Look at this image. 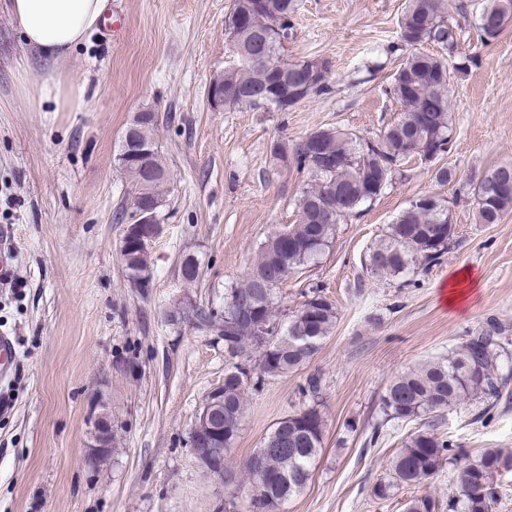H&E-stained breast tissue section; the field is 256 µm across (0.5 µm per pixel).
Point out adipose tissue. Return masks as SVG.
<instances>
[{"label":"adipose tissue","instance_id":"1","mask_svg":"<svg viewBox=\"0 0 512 512\" xmlns=\"http://www.w3.org/2000/svg\"><path fill=\"white\" fill-rule=\"evenodd\" d=\"M108 0H10L8 11L27 46L55 76L43 84H23V93L35 103L64 100L65 81L57 71L74 48L101 25Z\"/></svg>","mask_w":512,"mask_h":512}]
</instances>
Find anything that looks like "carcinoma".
<instances>
[{"instance_id":"obj_1","label":"carcinoma","mask_w":512,"mask_h":512,"mask_svg":"<svg viewBox=\"0 0 512 512\" xmlns=\"http://www.w3.org/2000/svg\"><path fill=\"white\" fill-rule=\"evenodd\" d=\"M296 0H232L225 30L233 60L224 69V108L286 112L310 95L329 90L330 64L317 58L288 59L285 47L295 36ZM512 22V0H490L478 17L482 43L499 38ZM400 41L411 52L392 75L390 93L400 107L399 117L377 139L357 146V140L338 130H318L293 147L276 143L271 157L304 173L310 182L295 200L297 220L287 225L288 237L273 234L259 249L258 260L242 284L227 290L220 311L183 307L175 318L199 329L218 328L224 336V408L217 427L223 440L219 459L232 448L246 412V395L267 377L284 376L306 364L319 351L336 326L338 311L330 298L313 292L288 324L276 312V289L314 262L336 231V224L359 214L373 202L413 158L432 161L451 152L453 125L449 87L460 67L448 60L458 53L460 34L448 21V0H408L399 21ZM429 46L436 52H427ZM136 139L151 148L149 163L159 177L149 186L158 206L167 192L163 153L156 137L159 120L143 123L132 117ZM116 160L140 186L144 173L135 159ZM477 221L497 224L512 210V187L500 188L485 177L472 188ZM455 224L446 200L434 195L413 199L401 211L388 234L370 249V273L399 276L416 265L439 264L448 254ZM120 255L130 284L143 288L153 281L149 252L140 250L133 236L122 238ZM180 270L184 284L195 285L201 275L198 258L186 255ZM266 323L270 340L254 347L252 317ZM499 337L487 331L475 336L445 357L425 361L395 376L386 387L382 411L387 420L416 421L440 417L448 409L477 396L499 397L501 382L497 361ZM258 353L253 359L252 353ZM252 380H240L243 368ZM310 403L278 421L244 466V476L261 493L252 497L251 512H278L306 487L312 468L323 451L324 419L319 381L308 383ZM447 463L455 466L456 494L448 512H492L497 500L494 478L512 472V454L485 448L473 456L431 430H418L403 442L391 459V480L376 484L373 495L388 499L400 485H420L432 480ZM429 495L406 503L405 512H438Z\"/></svg>"}]
</instances>
